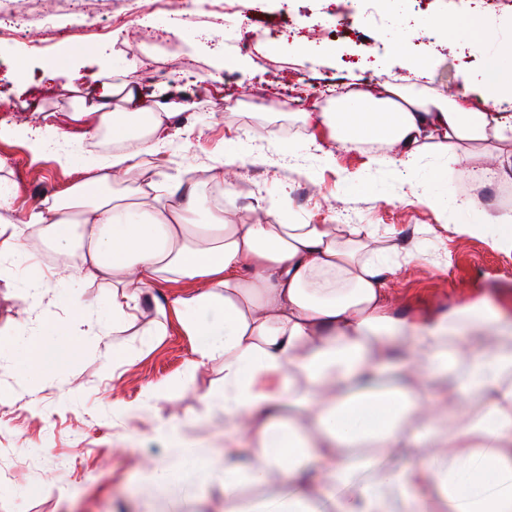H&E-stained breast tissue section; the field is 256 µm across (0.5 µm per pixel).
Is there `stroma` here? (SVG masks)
Wrapping results in <instances>:
<instances>
[{
    "label": "stroma",
    "mask_w": 512,
    "mask_h": 512,
    "mask_svg": "<svg viewBox=\"0 0 512 512\" xmlns=\"http://www.w3.org/2000/svg\"><path fill=\"white\" fill-rule=\"evenodd\" d=\"M22 2L31 17L26 34L0 43L1 119L36 126L39 113L52 112L57 125H65L75 88L134 74L144 91L172 89L193 103L179 120L185 132L166 148L163 163L143 158V171L158 167L188 182L214 161H230L238 176L224 188V207L242 220L274 206L290 224H372L387 243L419 241L421 255L385 279L398 313H442L482 298L512 300V252L455 230L474 217L460 209L461 200L495 195L485 175L499 147L463 143L447 153L429 147L405 169L388 162L387 144L346 149L325 139L317 145L311 132L297 129L302 113L332 111L339 96L372 85L375 65L404 77L393 59L397 48L409 57L439 55L423 89L454 93L463 75L484 65L470 42L485 16L472 11L469 0H384L373 23L364 21L361 0H348L341 14L336 0H265V12L245 11L239 31L216 34L209 31L216 18L208 0H195L176 35L177 64L159 70L142 36L153 16L117 21L114 0H88L78 19L68 15L67 0ZM46 8L61 11V22L55 34L44 35L46 49L35 54L28 42L41 33L38 17ZM402 15L439 23L400 28ZM77 20L88 31L78 39L71 30ZM258 29L283 36L249 48ZM224 53L237 64L225 68L223 83L215 85L208 77ZM50 68L56 77L47 82L43 73ZM66 152L63 165L54 151L36 153L23 138H0V166L18 186L16 213L81 177L91 150L77 144ZM443 168L448 179L440 182L435 174ZM422 194L441 198L442 208L419 202ZM36 254L32 248L0 265V390L10 394L9 403L0 404V512H137L141 500L152 512H223L218 492L189 493L196 476L161 489L142 483L140 472L143 460L174 459L169 430L205 447L223 446L224 415L207 412L202 400L221 385L222 360L189 374L193 341L173 319L153 343L129 331L103 340L88 334L90 323L112 315L104 303L107 286L74 280L37 293L22 289L40 271ZM76 297L87 313L73 307ZM49 316L56 333L79 328L87 335L32 377L11 359L21 339L54 344L43 329ZM111 354L120 360L114 372L103 367ZM116 401L138 404L141 411L125 440L113 426ZM123 440L125 452L118 449Z\"/></svg>",
    "instance_id": "stroma-1"
}]
</instances>
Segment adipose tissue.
I'll return each mask as SVG.
<instances>
[{
	"label": "adipose tissue",
	"instance_id": "1",
	"mask_svg": "<svg viewBox=\"0 0 512 512\" xmlns=\"http://www.w3.org/2000/svg\"><path fill=\"white\" fill-rule=\"evenodd\" d=\"M382 96L346 93L332 112H306L311 128H329L345 145L389 144L403 166L426 146L512 140V114L481 112L472 92L512 101V71L498 57L450 97L423 94L386 79ZM187 100L144 93L135 79L81 90L73 132L62 140L112 135L110 155L92 159L82 179L23 215L16 184L0 177V258L23 247L22 225L44 227L57 257L53 277L79 276L111 289L112 319L97 335L124 332L141 315V297L158 283H194V292L157 306L144 333L165 335L175 313L195 339L191 371L224 359L220 408L227 432L223 462L181 449L164 472L200 474L224 489V512H252L245 491L269 484L282 495L267 512H512V326L505 314L466 302L439 315L396 318L384 273L396 248L380 245L368 224H288L277 209L234 223L197 181L176 196L161 172L138 185L119 178L158 156ZM477 219L461 233L512 250V214L462 201ZM291 402L300 417L278 411ZM252 442L247 466L237 443ZM403 453L411 467L389 466Z\"/></svg>",
	"mask_w": 512,
	"mask_h": 512
}]
</instances>
